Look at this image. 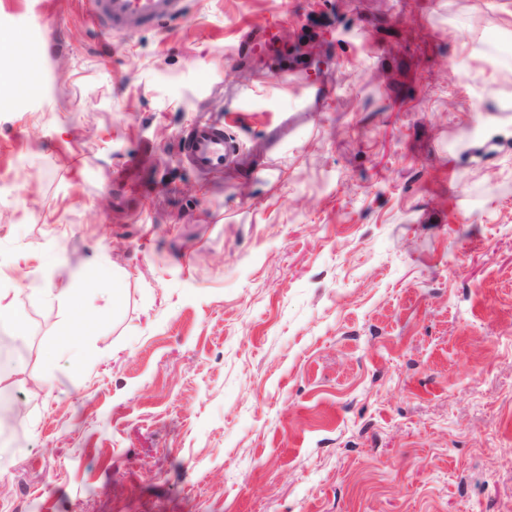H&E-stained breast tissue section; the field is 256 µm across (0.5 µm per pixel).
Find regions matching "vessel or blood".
<instances>
[{
  "label": "vessel or blood",
  "mask_w": 512,
  "mask_h": 512,
  "mask_svg": "<svg viewBox=\"0 0 512 512\" xmlns=\"http://www.w3.org/2000/svg\"><path fill=\"white\" fill-rule=\"evenodd\" d=\"M93 23L114 35L131 36L148 26L182 18L187 0H88ZM233 151L223 126L210 122L194 125L184 138L189 165L206 172L223 167Z\"/></svg>",
  "instance_id": "obj_1"
}]
</instances>
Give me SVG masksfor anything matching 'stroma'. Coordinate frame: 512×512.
<instances>
[{
    "instance_id": "obj_1",
    "label": "stroma",
    "mask_w": 512,
    "mask_h": 512,
    "mask_svg": "<svg viewBox=\"0 0 512 512\" xmlns=\"http://www.w3.org/2000/svg\"><path fill=\"white\" fill-rule=\"evenodd\" d=\"M188 3L0 0L43 62L0 109V512H512V0ZM54 252L125 276L47 300ZM90 17L100 29L131 36L148 26L182 18L186 0H89ZM224 127L210 122L194 125L184 138V154L189 165L201 172L224 168L234 151Z\"/></svg>"
}]
</instances>
